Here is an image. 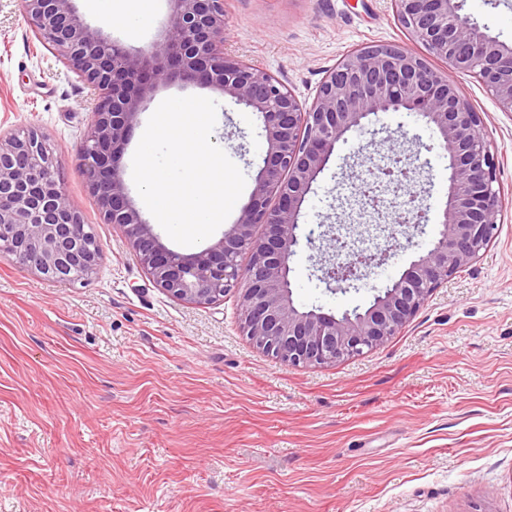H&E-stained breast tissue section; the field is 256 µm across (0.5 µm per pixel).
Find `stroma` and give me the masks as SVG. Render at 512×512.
<instances>
[{"label":"stroma","instance_id":"1","mask_svg":"<svg viewBox=\"0 0 512 512\" xmlns=\"http://www.w3.org/2000/svg\"><path fill=\"white\" fill-rule=\"evenodd\" d=\"M229 53L311 103L326 70L353 50L407 43L390 0H224ZM83 18L132 47L169 20L153 0L136 26L89 0ZM463 11L512 43V0ZM461 93L483 119L502 208L485 253L437 288L379 348L322 367L291 366L253 348L239 298L196 306L156 288L105 223L80 158L96 95L29 30L18 0H0V133L37 130L57 176L100 247L91 276L57 283L0 255V512H512V112L472 77ZM218 104L212 132L254 180L262 123L220 92L160 87L140 120L171 96ZM415 118L384 115L350 134L313 184L305 230L371 224L346 174L357 156H419L426 222L399 239L358 288L328 290L315 258L290 279L296 305L366 308L434 237L448 161Z\"/></svg>","mask_w":512,"mask_h":512}]
</instances>
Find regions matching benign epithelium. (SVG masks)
I'll list each match as a JSON object with an SVG mask.
<instances>
[{
	"label": "benign epithelium",
	"mask_w": 512,
	"mask_h": 512,
	"mask_svg": "<svg viewBox=\"0 0 512 512\" xmlns=\"http://www.w3.org/2000/svg\"><path fill=\"white\" fill-rule=\"evenodd\" d=\"M34 36L98 90L94 121L81 147L90 192L105 221L118 225L150 280L189 304H212L231 291L240 327L258 349L289 365L322 366L386 343L427 298L469 266L497 235V166L481 133L480 113L454 76L475 78L502 112H512V44L462 13V0H391L394 15L425 52L395 43L362 47L326 71L311 105L270 72L224 49V0H168L170 18L145 49L92 28L75 0H19ZM436 58L441 65L431 64ZM219 90L250 109L266 131L263 165L249 203L215 243L194 254L165 246L135 207L121 160L148 95L162 84ZM409 112L436 127L448 155V196L438 237L363 310L340 314L294 304L289 263L300 245L299 216L336 145L363 120ZM383 165L362 159L348 178L364 212H387L396 226L419 227L421 167L390 149ZM57 160L35 130L0 135V253L44 277L66 281L94 272L99 244L56 178ZM335 258L321 280L347 291L370 275L387 249L367 251L326 230ZM248 256L247 264L239 262Z\"/></svg>",
	"instance_id": "obj_1"
}]
</instances>
